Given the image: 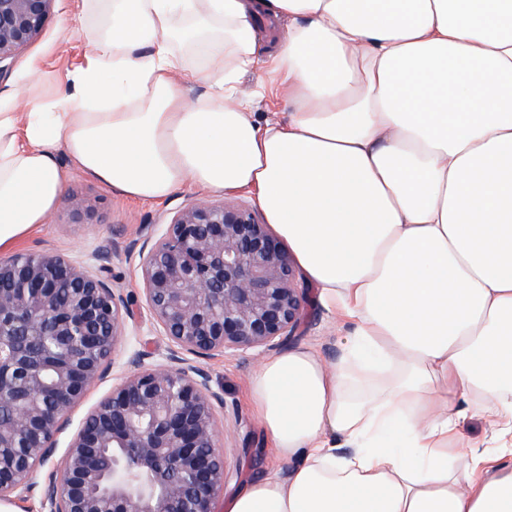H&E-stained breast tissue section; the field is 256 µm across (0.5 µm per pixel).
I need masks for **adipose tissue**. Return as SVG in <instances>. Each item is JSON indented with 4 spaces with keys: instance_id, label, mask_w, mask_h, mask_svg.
Here are the masks:
<instances>
[{
    "instance_id": "obj_1",
    "label": "adipose tissue",
    "mask_w": 512,
    "mask_h": 512,
    "mask_svg": "<svg viewBox=\"0 0 512 512\" xmlns=\"http://www.w3.org/2000/svg\"><path fill=\"white\" fill-rule=\"evenodd\" d=\"M68 89L0 103V249L44 224L62 160L118 194H253L325 304L341 360L295 347L251 379L287 474L224 512H512V0H89ZM287 19L267 57L256 24ZM200 42L208 99L177 81ZM263 68L293 105L258 124ZM504 441L458 469L460 427ZM461 432L472 444L479 446V449L496 446L498 427L489 419H468L461 426Z\"/></svg>"
}]
</instances>
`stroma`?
I'll return each instance as SVG.
<instances>
[{"instance_id":"stroma-1","label":"stroma","mask_w":512,"mask_h":512,"mask_svg":"<svg viewBox=\"0 0 512 512\" xmlns=\"http://www.w3.org/2000/svg\"><path fill=\"white\" fill-rule=\"evenodd\" d=\"M81 9L82 0H57L40 36L16 55L9 73L0 77V98L10 101L20 96L34 103L65 90L69 73L85 62L87 45L79 32ZM267 80L264 71L254 70L241 75L238 82L240 94H256L254 118L261 124L284 120L290 110L281 93L272 91L258 95L260 84ZM65 192L83 197L87 211L74 215L66 205H59L38 231L17 243V251L77 257L95 270L99 267L95 252L104 244H114V253L106 265L107 275L115 287L121 288L136 314L135 321L128 326L126 348L166 353L169 343L160 335L148 309L142 291L139 257L132 246L147 235L159 233L177 211L222 201V194L189 181L162 201L131 200L72 167L67 170ZM298 283L307 290L306 315L291 344L310 348L327 364H336L343 354L350 328L337 311L322 303L315 285L303 277ZM266 359V354L248 349L229 352L206 363L213 387L224 391L225 410L219 444L226 461L228 476L224 490L228 493L236 490L247 477L272 469L283 472L288 469L287 464L273 456L249 400V380ZM111 390L112 381L108 378L86 390L70 414L68 431L58 438L55 456L34 473V490L26 498L8 503L9 512H46L42 490L54 475L61 454L87 414Z\"/></svg>"}]
</instances>
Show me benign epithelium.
Returning <instances> with one entry per match:
<instances>
[{
  "label": "benign epithelium",
  "instance_id": "obj_1",
  "mask_svg": "<svg viewBox=\"0 0 512 512\" xmlns=\"http://www.w3.org/2000/svg\"><path fill=\"white\" fill-rule=\"evenodd\" d=\"M55 0H0V76ZM147 305L170 347L133 352L44 488L48 512H213L226 467L224 395L200 361L283 346L303 320L292 255L257 210H180L139 248ZM133 311L111 280L53 253L0 255V501L22 499L86 388L115 364ZM194 356L190 360L186 355Z\"/></svg>",
  "mask_w": 512,
  "mask_h": 512
}]
</instances>
